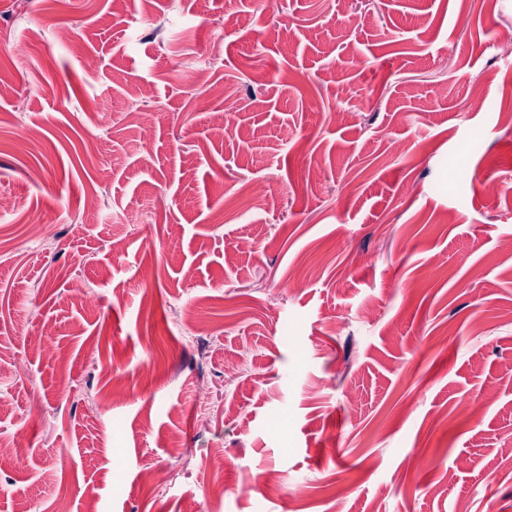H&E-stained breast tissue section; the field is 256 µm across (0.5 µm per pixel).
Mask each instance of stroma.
I'll return each mask as SVG.
<instances>
[{"mask_svg":"<svg viewBox=\"0 0 512 512\" xmlns=\"http://www.w3.org/2000/svg\"><path fill=\"white\" fill-rule=\"evenodd\" d=\"M509 32L512 0H0V512H512Z\"/></svg>","mask_w":512,"mask_h":512,"instance_id":"obj_1","label":"stroma"}]
</instances>
